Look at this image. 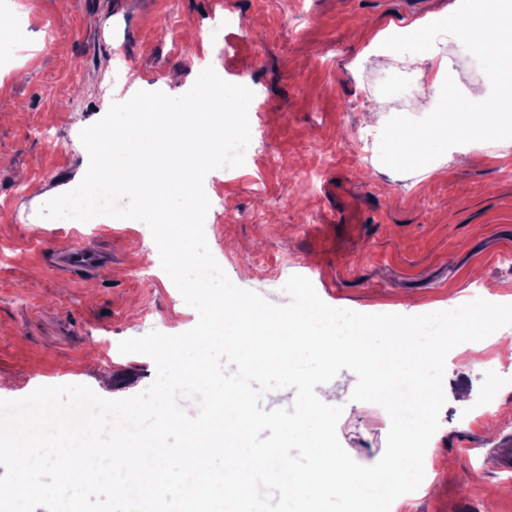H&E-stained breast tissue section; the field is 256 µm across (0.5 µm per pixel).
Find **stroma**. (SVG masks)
I'll use <instances>...</instances> for the list:
<instances>
[{
	"label": "stroma",
	"mask_w": 512,
	"mask_h": 512,
	"mask_svg": "<svg viewBox=\"0 0 512 512\" xmlns=\"http://www.w3.org/2000/svg\"><path fill=\"white\" fill-rule=\"evenodd\" d=\"M453 0H39L35 22L0 26V399L41 386L80 384L105 399L147 389L157 367L124 354L121 341L151 331L178 335L198 314L162 269L153 239L135 219H37L27 203L75 188L81 131L136 92L182 94L198 70L247 79L259 101L250 152L210 171L204 230L230 281L284 306L291 275H305L327 304L366 314L425 315L449 299L500 298L512 284V145L489 138L456 164L424 173L389 163L397 134L435 125L448 111L436 65L410 64L412 43L378 33L442 14ZM219 31L218 43L200 40ZM435 48L458 92L483 78L469 42L438 27ZM112 61L111 73L99 62ZM395 70L427 96L381 93L377 74ZM383 107L375 125L364 116ZM73 249L108 253L90 271L57 268ZM470 343L448 354L449 389L432 485L414 491V512H512V470L497 448L512 436V360L497 345L467 367ZM338 439L359 464L384 454L390 417L343 398Z\"/></svg>",
	"instance_id": "stroma-1"
}]
</instances>
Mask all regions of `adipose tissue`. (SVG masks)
I'll list each match as a JSON object with an SVG mask.
<instances>
[{
  "mask_svg": "<svg viewBox=\"0 0 512 512\" xmlns=\"http://www.w3.org/2000/svg\"><path fill=\"white\" fill-rule=\"evenodd\" d=\"M448 11L456 29L469 35L473 50L488 62L486 84L469 90L468 99L483 100L491 90L495 103L487 111L467 117L450 111L440 128L414 138H396L390 154L391 166L434 170L431 147L439 138L448 136L469 147L478 144L481 135L488 131L512 135V117L505 112L506 105H512V0H453Z\"/></svg>",
  "mask_w": 512,
  "mask_h": 512,
  "instance_id": "obj_1",
  "label": "adipose tissue"
}]
</instances>
